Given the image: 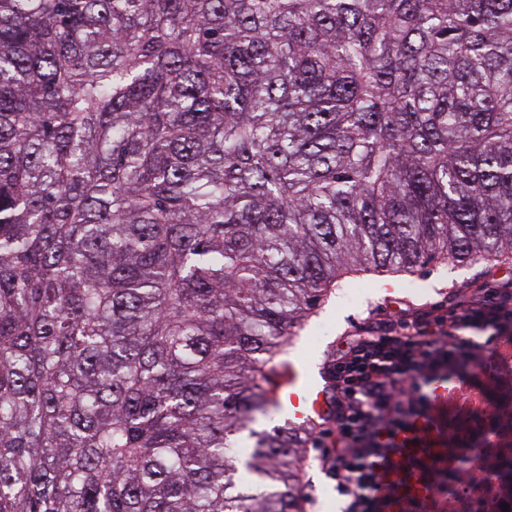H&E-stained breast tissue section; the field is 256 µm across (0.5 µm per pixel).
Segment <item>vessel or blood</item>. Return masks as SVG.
Returning a JSON list of instances; mask_svg holds the SVG:
<instances>
[{
  "label": "vessel or blood",
  "instance_id": "b4317fda",
  "mask_svg": "<svg viewBox=\"0 0 512 512\" xmlns=\"http://www.w3.org/2000/svg\"><path fill=\"white\" fill-rule=\"evenodd\" d=\"M329 392L320 375L307 374L305 379L289 377L278 392V404L288 414L292 427L301 428L310 420L325 416L328 410ZM425 420H417L413 427L398 431L395 441L399 446L398 454L379 460V489L382 512H399V505L407 498L423 503L419 484L420 473L409 466L411 459L424 453L422 446L415 443L413 437L417 430L424 428Z\"/></svg>",
  "mask_w": 512,
  "mask_h": 512
}]
</instances>
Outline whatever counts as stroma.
I'll list each match as a JSON object with an SVG mask.
<instances>
[{
    "mask_svg": "<svg viewBox=\"0 0 512 512\" xmlns=\"http://www.w3.org/2000/svg\"><path fill=\"white\" fill-rule=\"evenodd\" d=\"M410 280L418 283V291L407 288ZM509 285L512 259L468 265L431 263L418 268L410 277L368 272L348 278L344 288L334 291L300 331L291 358L300 366L326 368L346 337L363 332L374 319L398 318L414 311L444 317L461 293ZM349 288L357 291V299L351 304L345 300ZM307 455L301 490L311 495L313 501L305 505V512H342L345 499L336 491L334 480L318 466L315 448H308Z\"/></svg>",
    "mask_w": 512,
    "mask_h": 512,
    "instance_id": "1",
    "label": "stroma"
}]
</instances>
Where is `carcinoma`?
<instances>
[{
  "label": "carcinoma",
  "instance_id": "carcinoma-1",
  "mask_svg": "<svg viewBox=\"0 0 512 512\" xmlns=\"http://www.w3.org/2000/svg\"><path fill=\"white\" fill-rule=\"evenodd\" d=\"M511 256L512 0H0V512H304L332 290ZM323 381V375L309 372L304 381L291 374L281 385L278 404L287 412L292 427L302 428L310 420L326 416L329 392L327 382Z\"/></svg>",
  "mask_w": 512,
  "mask_h": 512
}]
</instances>
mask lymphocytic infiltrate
Segmentation results:
<instances>
[{"mask_svg":"<svg viewBox=\"0 0 512 512\" xmlns=\"http://www.w3.org/2000/svg\"><path fill=\"white\" fill-rule=\"evenodd\" d=\"M512 330V290L471 294L450 319L412 315L348 337L328 367L333 409L316 439L320 462L346 499L344 512H380L372 460L395 453V434L431 408L438 379L495 380L479 338Z\"/></svg>","mask_w":512,"mask_h":512,"instance_id":"1","label":"lymphocytic infiltrate"}]
</instances>
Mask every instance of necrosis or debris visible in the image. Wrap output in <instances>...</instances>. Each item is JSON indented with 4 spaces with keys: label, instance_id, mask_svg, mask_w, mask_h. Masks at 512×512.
Returning <instances> with one entry per match:
<instances>
[{
    "label": "necrosis or debris",
    "instance_id": "1",
    "mask_svg": "<svg viewBox=\"0 0 512 512\" xmlns=\"http://www.w3.org/2000/svg\"><path fill=\"white\" fill-rule=\"evenodd\" d=\"M456 409L495 428L491 441L462 449L465 465H445V477L429 503L431 512H498L512 498V404L494 403L492 388L479 384L449 390Z\"/></svg>",
    "mask_w": 512,
    "mask_h": 512
}]
</instances>
